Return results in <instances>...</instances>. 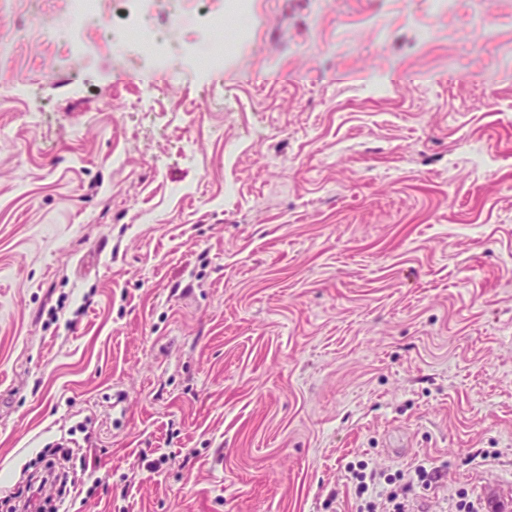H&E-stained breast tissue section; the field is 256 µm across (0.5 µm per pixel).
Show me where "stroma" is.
<instances>
[{"label":"stroma","instance_id":"1","mask_svg":"<svg viewBox=\"0 0 512 512\" xmlns=\"http://www.w3.org/2000/svg\"><path fill=\"white\" fill-rule=\"evenodd\" d=\"M221 5L148 99L0 12V512L57 446L69 512H355L360 460L512 499V0H251L217 100ZM201 64V65H200ZM197 69L207 75H219L224 73V48L213 47L198 52L196 58Z\"/></svg>","mask_w":512,"mask_h":512}]
</instances>
